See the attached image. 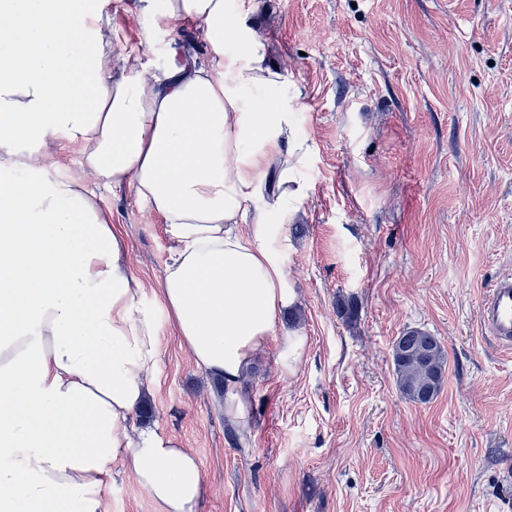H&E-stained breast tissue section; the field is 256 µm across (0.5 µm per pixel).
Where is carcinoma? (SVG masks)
Here are the masks:
<instances>
[{
  "label": "carcinoma",
  "mask_w": 512,
  "mask_h": 512,
  "mask_svg": "<svg viewBox=\"0 0 512 512\" xmlns=\"http://www.w3.org/2000/svg\"><path fill=\"white\" fill-rule=\"evenodd\" d=\"M392 358L398 389L406 399L427 404L438 395L447 359L436 337L422 330H406L396 338Z\"/></svg>",
  "instance_id": "carcinoma-1"
}]
</instances>
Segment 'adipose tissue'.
Here are the masks:
<instances>
[{
  "label": "adipose tissue",
  "mask_w": 512,
  "mask_h": 512,
  "mask_svg": "<svg viewBox=\"0 0 512 512\" xmlns=\"http://www.w3.org/2000/svg\"><path fill=\"white\" fill-rule=\"evenodd\" d=\"M110 6L0 0V512H102L116 466L158 512H198L195 456L132 423L160 320L223 387L239 431L252 424L242 382L270 342L289 373L305 342L278 327L299 296L270 216L306 149L243 21L253 0L234 18L227 0H144L156 29L197 25L202 56L174 41L112 48L97 36ZM51 141L78 150L84 177L52 175ZM129 183L173 242L156 304L99 204Z\"/></svg>",
  "instance_id": "adipose-tissue-1"
}]
</instances>
